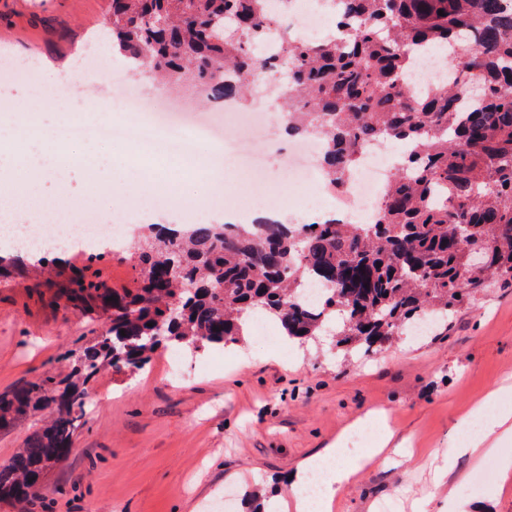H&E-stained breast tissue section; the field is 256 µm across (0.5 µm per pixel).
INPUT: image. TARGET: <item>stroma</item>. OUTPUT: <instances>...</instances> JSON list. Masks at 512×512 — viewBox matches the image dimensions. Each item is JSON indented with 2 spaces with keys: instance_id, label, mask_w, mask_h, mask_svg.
I'll return each instance as SVG.
<instances>
[{
  "instance_id": "obj_1",
  "label": "stroma",
  "mask_w": 512,
  "mask_h": 512,
  "mask_svg": "<svg viewBox=\"0 0 512 512\" xmlns=\"http://www.w3.org/2000/svg\"><path fill=\"white\" fill-rule=\"evenodd\" d=\"M111 0H0V47L28 79L0 95L41 112L44 125L60 114L82 117L108 105V74L126 69L119 57L85 64L89 40ZM80 167L37 184L42 200L59 192L89 197L93 181ZM153 185L129 209L107 192L96 206L109 224L125 227L122 249L110 240L69 245L64 256L45 251L38 263L0 271V393L56 366L61 354L97 336L100 310L74 311L56 298L77 276L110 288L134 287L132 253L141 229L171 222L151 207ZM332 336L273 348L245 336L237 344L183 354L189 370L167 371L166 353L135 373L102 372L92 383L91 412L74 451L44 479L32 501H2L0 512H209L224 493L287 497L285 475L307 456L347 434L353 461L363 463L378 434L393 431L418 456L364 465L357 485L339 494L333 512H427L435 472L445 460L451 500L466 512H512V479L500 480V461L512 440L483 459L454 449L461 420L485 392L512 380V286L477 295L451 317L447 333L423 340L400 334L368 357H347ZM371 417L373 433L351 425Z\"/></svg>"
}]
</instances>
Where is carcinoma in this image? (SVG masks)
<instances>
[{
    "label": "carcinoma",
    "instance_id": "obj_1",
    "mask_svg": "<svg viewBox=\"0 0 512 512\" xmlns=\"http://www.w3.org/2000/svg\"><path fill=\"white\" fill-rule=\"evenodd\" d=\"M342 3L345 43L285 34L266 55L252 46L277 24L268 0H112V49L165 84L222 101L242 96L249 77L288 67V131L322 139L331 181L369 144L410 149L374 223L151 227L135 246L137 287L80 278L61 293L66 308L108 302V329L64 354L67 376L49 369L0 394V429L50 417L0 463V499L35 498L24 488L74 448L88 384L104 370L139 371L160 350L235 343L255 316L302 341L332 326L336 346L368 353L431 313L455 312L493 279L512 283V5ZM446 47L456 48L452 81L411 87L410 50ZM478 251L485 267L474 274Z\"/></svg>",
    "mask_w": 512,
    "mask_h": 512
}]
</instances>
